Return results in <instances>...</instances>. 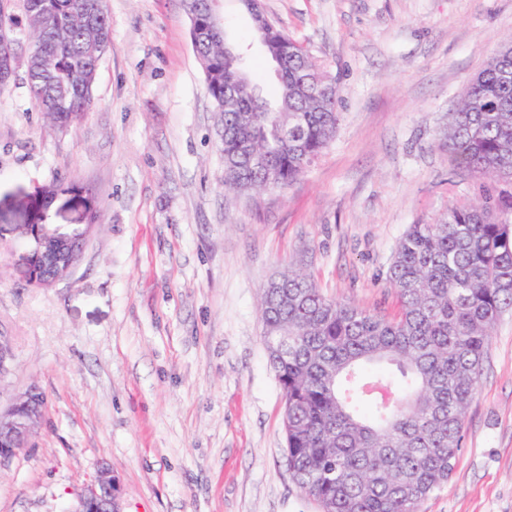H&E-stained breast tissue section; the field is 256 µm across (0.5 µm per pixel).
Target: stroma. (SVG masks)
I'll return each instance as SVG.
<instances>
[{"label":"stroma","instance_id":"1","mask_svg":"<svg viewBox=\"0 0 512 512\" xmlns=\"http://www.w3.org/2000/svg\"><path fill=\"white\" fill-rule=\"evenodd\" d=\"M105 2L112 38L82 119L59 128L23 78L0 87V331L15 362L0 399L33 383L46 396L36 436L0 464V512H70L103 464L124 512H321L288 469L262 289L301 269L333 300L396 312L386 276L408 227L490 188L438 134L512 35V0H263L327 65L340 121L295 182L249 194L224 188L183 0ZM219 9L271 88L248 14ZM51 182L63 192L46 223L98 224L78 267L40 288L20 205ZM419 512H512V312L489 339L454 471Z\"/></svg>","mask_w":512,"mask_h":512}]
</instances>
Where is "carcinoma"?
Returning <instances> with one entry per match:
<instances>
[{
	"instance_id": "cac0c4a2",
	"label": "carcinoma",
	"mask_w": 512,
	"mask_h": 512,
	"mask_svg": "<svg viewBox=\"0 0 512 512\" xmlns=\"http://www.w3.org/2000/svg\"><path fill=\"white\" fill-rule=\"evenodd\" d=\"M17 5L33 43L29 91L38 111L65 127L92 105L111 40L105 0H0V35L14 36ZM185 8L218 112L224 186L285 188L336 135V82L276 27L263 51L282 60L280 79L260 104L242 98L226 108L224 85L244 59L229 67L208 9L199 0ZM511 68L512 38L470 79L443 132L456 165L511 189L410 226L387 272L395 316L332 300L302 272L263 288V341L288 405V468L323 512H418L453 472L489 338L512 311V82L503 80ZM57 193L54 184L35 188L34 212Z\"/></svg>"
}]
</instances>
